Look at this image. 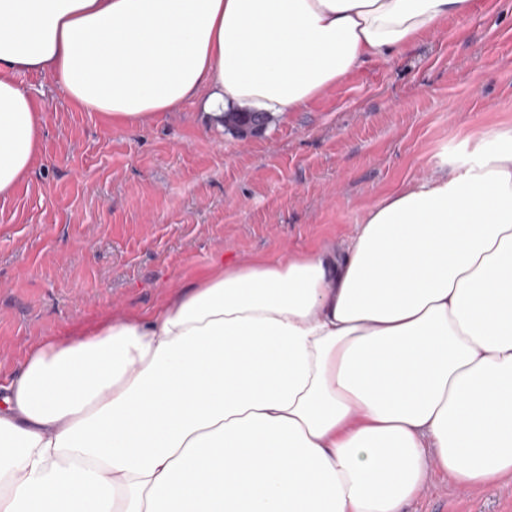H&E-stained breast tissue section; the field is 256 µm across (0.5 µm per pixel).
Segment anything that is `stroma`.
I'll list each match as a JSON object with an SVG mask.
<instances>
[{"instance_id": "obj_1", "label": "stroma", "mask_w": 512, "mask_h": 512, "mask_svg": "<svg viewBox=\"0 0 512 512\" xmlns=\"http://www.w3.org/2000/svg\"><path fill=\"white\" fill-rule=\"evenodd\" d=\"M41 147L0 197V375L80 330L162 307L218 259H284L350 239L369 210L464 167L512 127V0H473L396 55L241 138L197 102L133 130L23 73ZM406 512H512V481L432 473Z\"/></svg>"}]
</instances>
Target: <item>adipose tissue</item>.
<instances>
[{"mask_svg": "<svg viewBox=\"0 0 512 512\" xmlns=\"http://www.w3.org/2000/svg\"><path fill=\"white\" fill-rule=\"evenodd\" d=\"M473 0H0V196L39 151L18 73L132 129L298 111ZM512 478V129L348 243L215 261L0 382V512H403Z\"/></svg>", "mask_w": 512, "mask_h": 512, "instance_id": "ef3b65f1", "label": "adipose tissue"}]
</instances>
